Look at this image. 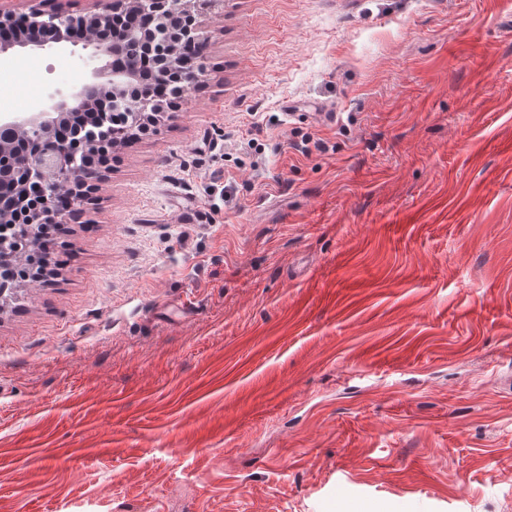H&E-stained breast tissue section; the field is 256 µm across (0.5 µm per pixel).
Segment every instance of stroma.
Here are the masks:
<instances>
[{"instance_id":"stroma-1","label":"stroma","mask_w":512,"mask_h":512,"mask_svg":"<svg viewBox=\"0 0 512 512\" xmlns=\"http://www.w3.org/2000/svg\"><path fill=\"white\" fill-rule=\"evenodd\" d=\"M198 21L0 309V512H512V0ZM96 63L0 55V114Z\"/></svg>"}]
</instances>
